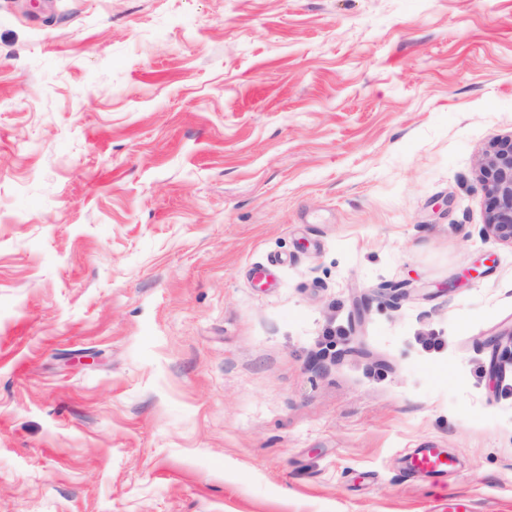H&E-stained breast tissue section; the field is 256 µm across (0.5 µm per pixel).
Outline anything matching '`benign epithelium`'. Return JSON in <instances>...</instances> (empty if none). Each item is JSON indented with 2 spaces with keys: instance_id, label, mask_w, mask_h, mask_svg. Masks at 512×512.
<instances>
[{
  "instance_id": "benign-epithelium-1",
  "label": "benign epithelium",
  "mask_w": 512,
  "mask_h": 512,
  "mask_svg": "<svg viewBox=\"0 0 512 512\" xmlns=\"http://www.w3.org/2000/svg\"><path fill=\"white\" fill-rule=\"evenodd\" d=\"M478 181L488 200L487 233L512 246V138L484 156Z\"/></svg>"
}]
</instances>
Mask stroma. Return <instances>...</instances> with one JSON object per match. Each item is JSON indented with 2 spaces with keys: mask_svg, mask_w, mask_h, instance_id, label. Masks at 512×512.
Masks as SVG:
<instances>
[{
  "mask_svg": "<svg viewBox=\"0 0 512 512\" xmlns=\"http://www.w3.org/2000/svg\"><path fill=\"white\" fill-rule=\"evenodd\" d=\"M509 137L512 0H0V512H512ZM478 181L488 200L487 233L512 246V138L486 153ZM454 459L437 448H421L410 458V468L414 472L442 473L454 467Z\"/></svg>",
  "mask_w": 512,
  "mask_h": 512,
  "instance_id": "1",
  "label": "stroma"
}]
</instances>
